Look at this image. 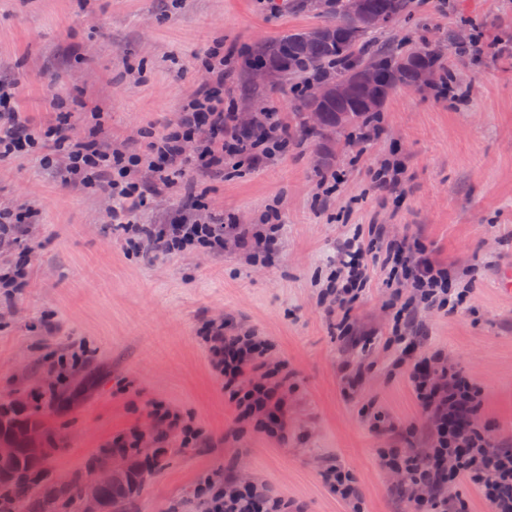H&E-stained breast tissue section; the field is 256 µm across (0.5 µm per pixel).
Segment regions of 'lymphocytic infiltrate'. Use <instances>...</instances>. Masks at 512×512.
<instances>
[{
    "instance_id": "f902f5d3",
    "label": "lymphocytic infiltrate",
    "mask_w": 512,
    "mask_h": 512,
    "mask_svg": "<svg viewBox=\"0 0 512 512\" xmlns=\"http://www.w3.org/2000/svg\"><path fill=\"white\" fill-rule=\"evenodd\" d=\"M209 73L194 97L179 111L173 127L150 143L148 159L136 154L108 151L93 140H69L67 131L75 115L59 113L54 126L43 129L19 111L9 85L0 83V157L27 155L38 142L66 148V172L87 184L105 179L109 216L130 241L146 240L162 251L190 246L223 248L227 242L242 245L246 233L236 224H215L182 215L167 224H141L138 212L158 185H171L174 175L186 170L209 171L250 150L270 155L286 141L283 125L273 113L264 120L242 123L224 109V61L210 51L205 62ZM147 165L154 183L134 181L132 172ZM384 227L372 226L368 235H353L344 245L341 262L346 276L326 289L329 312L348 315L366 281L365 259L390 277L409 281V298L397 307L388 341L396 364L408 365V384L422 410L430 445L418 451L391 448L381 454L384 467L400 475V486L414 512H462L448 496V488L468 481L480 492L491 512H512V448L500 447L488 434L475 428L478 390L440 357L421 352V339L411 329L418 308L455 311L462 301L447 269L409 237L389 239ZM211 363L224 380V393L235 411L239 429H253L281 439L288 426V365L269 363L270 344L251 330L231 323L211 324L204 337ZM151 414L159 427L157 447L169 445L172 434L183 444L200 439L192 421L156 403ZM200 493L215 512H288L289 504L265 483L238 482L225 478L220 484L202 486Z\"/></svg>"
}]
</instances>
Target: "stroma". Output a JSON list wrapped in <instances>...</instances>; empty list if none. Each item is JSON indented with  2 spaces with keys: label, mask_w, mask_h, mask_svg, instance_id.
Returning <instances> with one entry per match:
<instances>
[{
  "label": "stroma",
  "mask_w": 512,
  "mask_h": 512,
  "mask_svg": "<svg viewBox=\"0 0 512 512\" xmlns=\"http://www.w3.org/2000/svg\"><path fill=\"white\" fill-rule=\"evenodd\" d=\"M325 19L295 0H0V77L14 82L18 107L36 123L53 122L64 106L76 115L71 136L83 139L93 125L84 108L96 105L106 142L142 152L146 131H164L207 80L205 53L220 43L225 108L250 119L272 110L292 128L296 79L256 81L252 52ZM452 33L483 37L487 54L448 52ZM369 42L444 49L453 95L401 88L369 137L355 127L324 140L295 135L259 165L185 175L225 223L263 230L277 206L279 240L265 263L231 244L143 257L113 230L103 196L63 183L34 158L0 159V209L31 212L21 245L0 249V273L21 255L29 269L25 288L0 295V404L49 394L38 409L54 447L49 474L74 477L117 436L151 432L149 404L159 401L204 435L186 446L172 438L120 512H170L176 503L193 512L198 482L218 471L263 481L300 512H349L321 482L329 463L355 476L361 512H411L380 461L381 449L423 448L428 439L407 369L384 347L391 290L369 267L345 337L319 301L345 240L372 224L469 275L457 312L422 313L423 349L480 390L477 426L512 442V295L497 287L512 266V0H415L409 19ZM393 153L406 167L397 197L372 183ZM221 320L265 336L272 357L287 362L284 439L238 433L200 337L206 322ZM347 363L364 366L348 397ZM371 411L393 430H372Z\"/></svg>",
  "instance_id": "stroma-1"
}]
</instances>
